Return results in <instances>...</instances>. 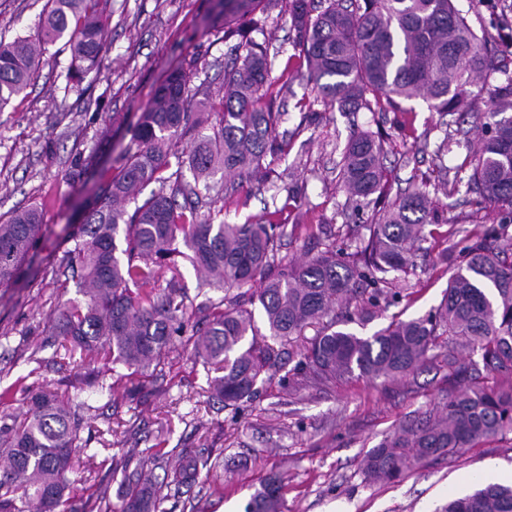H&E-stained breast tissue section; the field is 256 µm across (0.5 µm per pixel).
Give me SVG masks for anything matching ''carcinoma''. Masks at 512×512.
Returning <instances> with one entry per match:
<instances>
[{"mask_svg": "<svg viewBox=\"0 0 512 512\" xmlns=\"http://www.w3.org/2000/svg\"><path fill=\"white\" fill-rule=\"evenodd\" d=\"M271 0H213L210 20L231 43L224 57V94L214 103L197 100L192 75L168 72L130 130L131 143L101 192L68 227L61 259L40 260L78 278L79 297L63 302L47 324L50 342L81 360H99L128 370L127 383L90 380L95 393L127 389L138 399L135 379L161 375L163 352L180 341L195 360L219 375L211 398L237 416L263 384L286 365L285 346L300 343L288 388L295 377L317 385L343 379L396 380L442 358L459 389L441 410L400 423L364 457L373 483L400 479L416 465L497 436L512 434V382L488 386L485 376L512 379V24L498 15L497 34L476 31L454 0H326L313 11L309 0H289L294 45L305 62L302 78L330 106L374 111L381 101L397 106L421 98L432 112H465L471 87L481 76L500 78L482 86L487 110L476 117L478 140L468 156V179L442 176L453 137L436 145V176L413 177L399 198L386 200L383 140L360 132L346 143L339 181L353 210L378 206L373 221L323 243L320 225L312 239L323 249L294 262L280 256L286 225L272 217L297 202L293 183L283 182L282 206L267 219L242 224L200 218L202 198L218 180L246 181L263 169L269 154H284L283 113L265 102L272 83L267 47L247 36L256 13ZM70 55L68 87L101 70L108 29L101 0H45L36 33L0 39V112L24 94L49 47ZM192 180H187L186 174ZM156 188L144 199L142 189ZM479 194V205L496 213L497 224L463 233L460 247L439 262L452 271L439 304L427 315L393 319L370 336L346 329L364 326L398 302L404 276L426 259L421 243L430 226L443 223L430 191L452 196ZM45 231L35 206L0 221V288L25 275ZM207 275L205 301L194 304L177 281V258ZM166 284H160L165 272ZM259 304L266 332L248 306ZM315 328L311 337L308 328ZM468 351L463 362L457 348ZM88 400L63 399L40 390L28 409L0 423V512H166L162 504L196 483L211 455L185 448L179 467L160 483L129 475L112 506L110 486L101 484L91 502L70 503L69 474L82 446ZM247 512H282L279 481L270 478ZM444 512H512V487L487 484L451 498Z\"/></svg>", "mask_w": 512, "mask_h": 512, "instance_id": "carcinoma-1", "label": "carcinoma"}]
</instances>
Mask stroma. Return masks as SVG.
Here are the masks:
<instances>
[{"label":"stroma","instance_id":"1","mask_svg":"<svg viewBox=\"0 0 512 512\" xmlns=\"http://www.w3.org/2000/svg\"><path fill=\"white\" fill-rule=\"evenodd\" d=\"M44 0H0V37L30 35ZM212 0H104L110 44L100 72L89 74L81 90L67 88L68 53L50 48L38 77L25 95L0 112V217L36 205L49 230L39 247L61 255V233L68 218L89 195L98 193L130 140V129L152 98L169 66L183 64L192 85L214 93L224 85L222 62L228 51L223 31L206 18ZM270 38L269 59L276 80L270 92L285 129H299L285 154L269 158L270 169L291 170L304 198L305 227L284 240L283 255L295 258L306 250L307 227L339 229L345 224L346 194L338 182L337 163L350 134L384 129L388 192L399 195L413 171L431 167L424 142H437L442 118L420 100L383 112L343 113L316 98L296 79L301 68L293 46L287 0H273L262 17ZM93 156L94 177L86 185L68 179L76 151ZM276 189L254 179L224 203V220L242 223L265 215ZM476 194L439 197L448 221L434 226L427 245L431 253L450 247V226L473 229L492 224ZM444 269L415 272L407 278V295L388 306L366 326L352 325L361 336L372 335L392 317L425 315L448 285ZM74 282L36 278L30 285L0 290V389L17 376L30 375L36 385L65 397L76 394L85 368L72 358L64 370L52 363L54 350L44 346L43 330L60 304L75 297ZM37 351L43 364L32 369L19 359L18 348ZM166 394L151 393L143 379L140 406L121 394L94 399L81 431L87 440L80 458L117 453L125 440V423L136 419L148 441L162 439L166 467L177 466L179 452L197 448L218 458V468L201 472L191 492L198 512H245L266 479H283L282 512H441L449 496L474 490L473 478L487 464L512 468V434L463 452L415 467L402 479L375 484L365 479L367 451L406 417L439 409L448 395L445 371L427 366L403 379L370 382L353 379L327 386L302 383L283 390L269 382L244 414L232 416L209 399L210 371L189 351L165 352Z\"/></svg>","mask_w":512,"mask_h":512}]
</instances>
